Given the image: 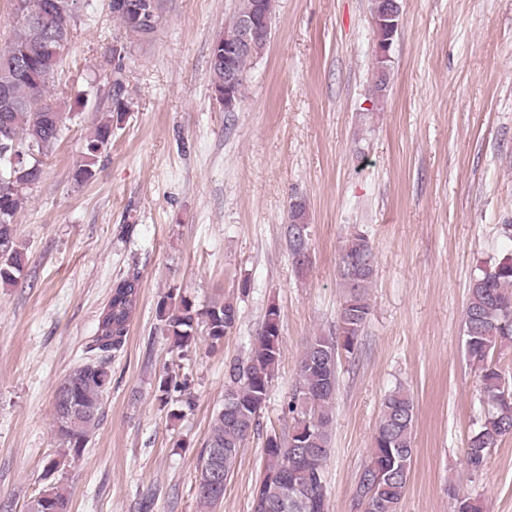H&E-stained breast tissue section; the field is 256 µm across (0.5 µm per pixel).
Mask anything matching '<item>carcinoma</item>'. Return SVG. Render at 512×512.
I'll return each instance as SVG.
<instances>
[{"instance_id":"1","label":"carcinoma","mask_w":512,"mask_h":512,"mask_svg":"<svg viewBox=\"0 0 512 512\" xmlns=\"http://www.w3.org/2000/svg\"><path fill=\"white\" fill-rule=\"evenodd\" d=\"M14 0L13 29L8 45L0 50V87L8 85L15 107L0 109V124L7 128L10 150L0 154V237L7 250L0 251V283L12 285L24 267V251L14 234V219L26 203V189L41 178L42 162L33 158L48 155L59 141L70 113L60 111L50 91L58 74L66 44L57 29L74 19L78 0H56L58 9L43 21L32 23L19 16L21 3ZM257 0H237L235 10L215 40L236 35L235 17L251 13ZM254 55L235 60L241 76L235 89L243 98ZM113 108L102 113L87 135L76 169V179L84 182L95 175L99 158L112 142L114 123L121 121L124 89L114 82ZM24 156L13 163L10 156ZM288 248L293 255L311 252L307 208L299 200L289 207ZM376 275L372 246L361 231L343 242L339 254V278L343 299L336 332L317 334L305 342L298 362V386L287 410L292 429L280 444L265 443V477L254 489L252 512H326V460L338 388L337 368L340 351L355 352L371 313L369 291ZM124 288H114L103 308L96 332L86 344V360L67 377L73 388L55 390L53 426L60 441L59 455L48 461V469L86 447L103 417V404L111 382L110 360L121 352L137 309L138 293L130 286L140 285L139 272L120 278ZM237 306L224 301L204 312L185 298L169 294L156 307V319L179 348L195 340V324L206 319L208 335L215 342L223 339L238 320ZM279 309L272 305L265 314L262 329L250 355L227 365L224 394H230L237 410L227 414L219 408L212 417L210 433L200 454L196 477V498L200 512H212L217 501L207 489V480L219 470L221 482L234 473L240 449L259 425L282 355ZM465 350L478 367L481 392L488 409L470 436L466 453L475 456L470 472L483 469L492 448L512 435V372L504 371L495 354L512 343V259L480 270L470 284L463 318ZM415 406L410 394L396 388L383 402L367 464L357 481L354 501L364 512H400L405 496L410 464L414 457L413 427ZM48 512H70L69 497L59 486L47 489ZM449 493L456 501L454 512H483L478 498Z\"/></svg>"}]
</instances>
